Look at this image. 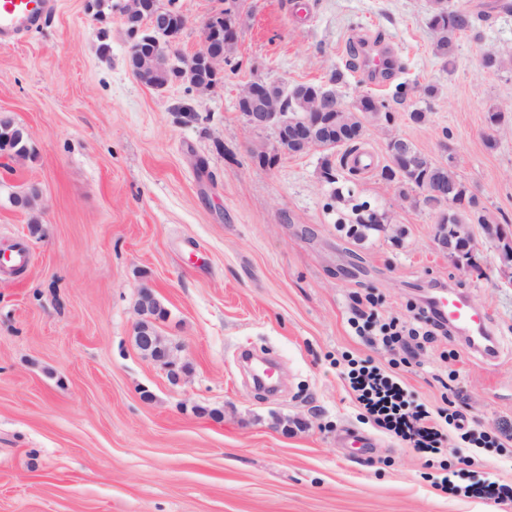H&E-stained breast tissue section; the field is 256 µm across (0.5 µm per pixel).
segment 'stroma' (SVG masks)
Returning <instances> with one entry per match:
<instances>
[{
  "instance_id": "stroma-1",
  "label": "stroma",
  "mask_w": 512,
  "mask_h": 512,
  "mask_svg": "<svg viewBox=\"0 0 512 512\" xmlns=\"http://www.w3.org/2000/svg\"><path fill=\"white\" fill-rule=\"evenodd\" d=\"M449 2L488 19L448 66L433 52L429 0H247L241 68L204 95L140 84L119 10L99 17L86 0H57L36 30L0 42V115L28 129L32 148L0 155V246L22 243L29 256L19 274L0 272V512H512L436 489L442 470L364 419L342 375L346 354L385 369L392 359L353 336L355 299L372 297L383 318L411 316L427 287L460 289L489 312L501 360L453 333L398 374L431 406L453 381L468 421L500 432L455 483L512 485V280L480 224L469 273L438 249L434 212L380 176L389 136H403L512 228V14L496 0ZM176 7L188 58L224 0ZM361 41L394 53L388 74L350 67ZM489 51L503 68L483 66ZM338 71L345 104H393L394 125L370 123L360 142L372 170L332 186L320 150L253 162L250 145L272 133L245 125L241 85L326 83ZM186 103L195 120L178 113ZM415 108L425 122L411 120ZM493 110L505 119L490 149ZM30 188L32 208L14 207ZM352 201L383 214V228L363 240L340 231ZM144 285L169 310L163 332L190 367L183 384L133 344ZM260 348L287 371L278 396L255 392L237 362ZM353 435L369 447H351Z\"/></svg>"
}]
</instances>
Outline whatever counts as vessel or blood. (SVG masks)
Returning a JSON list of instances; mask_svg holds the SVG:
<instances>
[{"instance_id": "b4317fda", "label": "vessel or blood", "mask_w": 512, "mask_h": 512, "mask_svg": "<svg viewBox=\"0 0 512 512\" xmlns=\"http://www.w3.org/2000/svg\"><path fill=\"white\" fill-rule=\"evenodd\" d=\"M54 6V0H0V39L14 40L35 27ZM436 314L454 328L484 359L494 360L498 349L487 348L490 338V320L485 310L469 304L457 289H443L434 299Z\"/></svg>"}]
</instances>
